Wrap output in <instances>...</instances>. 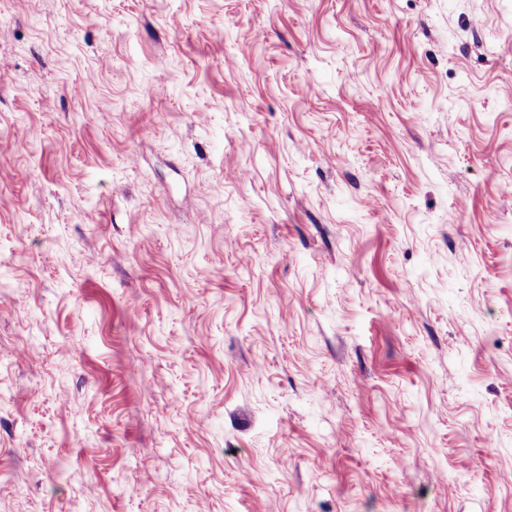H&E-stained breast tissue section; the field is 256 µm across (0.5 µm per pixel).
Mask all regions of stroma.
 <instances>
[{"label":"stroma","instance_id":"35a3bbf8","mask_svg":"<svg viewBox=\"0 0 512 512\" xmlns=\"http://www.w3.org/2000/svg\"><path fill=\"white\" fill-rule=\"evenodd\" d=\"M0 512H512V0H0Z\"/></svg>","mask_w":512,"mask_h":512}]
</instances>
